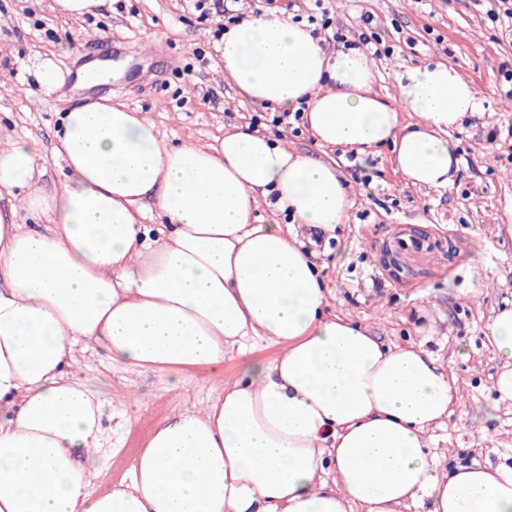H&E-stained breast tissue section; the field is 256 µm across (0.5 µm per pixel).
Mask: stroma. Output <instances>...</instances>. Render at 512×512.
Wrapping results in <instances>:
<instances>
[{
    "label": "stroma",
    "mask_w": 512,
    "mask_h": 512,
    "mask_svg": "<svg viewBox=\"0 0 512 512\" xmlns=\"http://www.w3.org/2000/svg\"><path fill=\"white\" fill-rule=\"evenodd\" d=\"M278 10L328 13L329 49L353 46L372 55L374 89L388 101L399 98V73L436 63L455 67L483 98L484 119L450 132L460 157L453 187L404 183L389 147L381 146L356 168L342 170L354 188L344 223L315 237L288 212L263 202L252 221L287 225L305 244L330 290L331 311L384 345L423 346L456 378L461 400L429 440L438 474L474 461L512 466V405L498 400L503 362L487 337L494 317L512 307V164L490 139L512 120L500 74L502 65L512 66V38L486 18L482 0H302L296 9L278 0ZM223 20L222 5L202 18L190 0H107L96 14L78 19L61 15L54 0H0V150L35 139L42 169L36 188L60 192L65 166L52 149L67 104H78L82 92L68 81L62 87L67 102L45 94L36 73L47 59L64 74L90 59L120 64L121 76L97 95L148 114L171 143L204 145L225 129L249 125L261 107L224 78L222 45L212 37ZM380 44L389 53L376 55ZM198 51L206 62L195 59ZM366 176L371 186H363ZM399 225L427 239L430 251L388 260L387 243ZM75 354L77 376L101 393L102 429L115 447L97 463V492L127 479L159 420L215 399L241 367L232 352L222 365L185 370L172 389L161 373L112 363L96 342L79 341ZM123 412L135 422L113 433L112 417Z\"/></svg>",
    "instance_id": "obj_1"
}]
</instances>
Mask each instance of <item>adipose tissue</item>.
I'll list each match as a JSON object with an SVG mask.
<instances>
[{"label":"adipose tissue","mask_w":512,"mask_h":512,"mask_svg":"<svg viewBox=\"0 0 512 512\" xmlns=\"http://www.w3.org/2000/svg\"><path fill=\"white\" fill-rule=\"evenodd\" d=\"M325 42L254 15L225 32L224 75L255 104L303 109L318 146L363 161L387 144L406 183L451 186L449 132L485 113L473 84L445 64L410 68L396 107L374 91L367 54ZM56 153L66 182L47 196L30 141L0 150V195L22 189L20 208L49 221L31 232L0 215V512H398L424 499L429 512H512V467L435 472L428 439L456 381L421 347L383 345L328 312L296 237L251 223L262 201L300 224L343 223L352 191L335 165L242 127L170 144L108 98L65 113ZM149 200L170 233L144 224ZM487 334L511 403L512 309ZM256 338L273 358L250 357ZM82 339L173 388L229 352L243 364L221 396L154 427L128 483L94 495L102 402L74 374Z\"/></svg>","instance_id":"1"}]
</instances>
